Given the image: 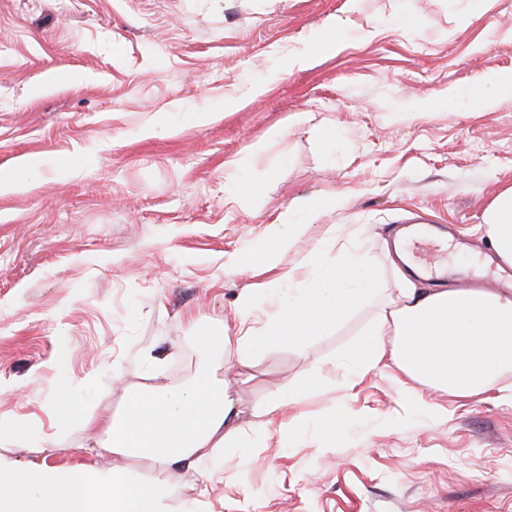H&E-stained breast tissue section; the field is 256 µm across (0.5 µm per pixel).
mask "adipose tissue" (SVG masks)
Wrapping results in <instances>:
<instances>
[{
	"label": "adipose tissue",
	"instance_id": "adipose-tissue-1",
	"mask_svg": "<svg viewBox=\"0 0 512 512\" xmlns=\"http://www.w3.org/2000/svg\"><path fill=\"white\" fill-rule=\"evenodd\" d=\"M512 98V74H498L468 90L449 89L428 101V108L455 112L492 110ZM339 197L296 198L268 227L266 267L274 269L322 207L339 208ZM484 233L498 258L512 263V187L499 192L484 214ZM309 263L313 276L304 287L279 298L274 284H253L236 300L235 336H222L221 347H234L241 367L271 342L306 346L312 337L335 330L373 298L379 310L348 345L343 358L368 372L382 366L398 369L406 388L422 386L460 398L480 397L499 388L512 401V387L499 385L512 367V290L433 288L411 279L398 265L381 278L367 256L340 251L335 263L319 255ZM391 287H384V280ZM268 300L276 307L263 329L253 317ZM238 398L227 384L202 373L189 387L154 388L145 398L130 399L122 415L77 418L68 400H59L60 422L108 434L113 453L151 460L156 479L140 483L128 473L78 464L56 469L44 464L19 468L0 456V512H172L167 494L178 474L200 462L223 463L228 436H242L236 424Z\"/></svg>",
	"mask_w": 512,
	"mask_h": 512
}]
</instances>
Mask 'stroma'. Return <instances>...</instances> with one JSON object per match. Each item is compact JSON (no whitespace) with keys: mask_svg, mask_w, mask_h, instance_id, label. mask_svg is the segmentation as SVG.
I'll use <instances>...</instances> for the list:
<instances>
[{"mask_svg":"<svg viewBox=\"0 0 512 512\" xmlns=\"http://www.w3.org/2000/svg\"><path fill=\"white\" fill-rule=\"evenodd\" d=\"M408 10L418 26L399 24ZM339 16L358 39L315 52ZM308 51L309 67H292ZM500 71H512V0H0V177L26 178L0 192V454L150 480L143 460L87 454L91 433L57 420L60 397L80 415L120 414L149 392L151 354L161 383L192 382L201 340L233 331L242 288L273 274L298 287L316 249L327 263L360 249L386 273L393 223L411 213L459 226L470 246L450 245L448 272L483 275L470 249L512 186V98L489 112L399 109ZM308 113L335 125V150L300 122ZM244 176L261 191L233 197ZM330 194L342 206L264 272L269 223L297 196ZM378 306L305 348L268 346L245 384L226 354L214 379L237 387L252 444L225 449L223 469L182 472L173 506L512 512V403L442 396L436 415L397 369L346 363ZM313 376L266 421L270 394Z\"/></svg>","mask_w":512,"mask_h":512,"instance_id":"stroma-1","label":"stroma"}]
</instances>
